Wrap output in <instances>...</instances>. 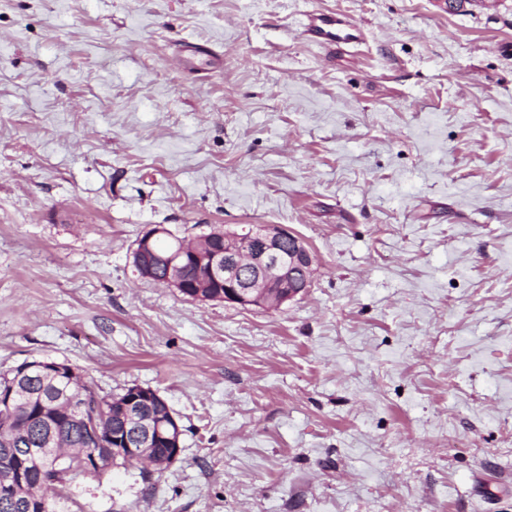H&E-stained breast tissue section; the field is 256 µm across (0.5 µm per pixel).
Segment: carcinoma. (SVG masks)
Wrapping results in <instances>:
<instances>
[{"label": "carcinoma", "mask_w": 512, "mask_h": 512, "mask_svg": "<svg viewBox=\"0 0 512 512\" xmlns=\"http://www.w3.org/2000/svg\"><path fill=\"white\" fill-rule=\"evenodd\" d=\"M36 361H24L8 370L0 371V395L13 392L15 401L11 407L0 405V477L10 471L23 468V480L27 488L47 480L65 487L76 479L96 478L104 470L126 465L129 460L112 456L103 468L91 474L82 471L63 472L50 465L41 456L28 455L27 464L15 460V454L24 448H79L87 445L90 435L80 422L67 419L60 408L72 396L85 400L83 412L95 414L109 430L122 429L120 395L104 393L76 374L44 372L34 367Z\"/></svg>", "instance_id": "1"}]
</instances>
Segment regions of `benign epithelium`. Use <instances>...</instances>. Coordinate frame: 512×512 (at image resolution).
<instances>
[{
	"mask_svg": "<svg viewBox=\"0 0 512 512\" xmlns=\"http://www.w3.org/2000/svg\"><path fill=\"white\" fill-rule=\"evenodd\" d=\"M167 237L176 241L173 254L162 256L154 241ZM208 237L222 242L218 252L203 251L158 225L141 236L131 252L134 274L140 279L158 282L176 289L193 300L205 302L206 288H221V301L241 307L278 308L303 295L310 287L314 256L296 234L279 224H245L238 229L215 227ZM196 265L204 272L193 286L183 278L184 266ZM131 415L135 423L132 437L112 435V452H119L140 463L152 460L149 449L164 441L175 462L181 455L180 435L171 425L157 419L151 411L152 391L134 385L127 389ZM57 464L79 467L90 473L101 466L99 450L78 448L59 456Z\"/></svg>",
	"mask_w": 512,
	"mask_h": 512,
	"instance_id": "obj_1",
	"label": "benign epithelium"
}]
</instances>
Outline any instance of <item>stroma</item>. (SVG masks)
<instances>
[{"instance_id": "1", "label": "stroma", "mask_w": 512, "mask_h": 512, "mask_svg": "<svg viewBox=\"0 0 512 512\" xmlns=\"http://www.w3.org/2000/svg\"><path fill=\"white\" fill-rule=\"evenodd\" d=\"M238 224L304 240L305 295L130 266L155 226ZM26 359L182 431L70 512H512V0H0V370ZM302 34L325 51L335 50L340 44H359L363 41L360 29L340 18L321 13L307 15Z\"/></svg>"}]
</instances>
